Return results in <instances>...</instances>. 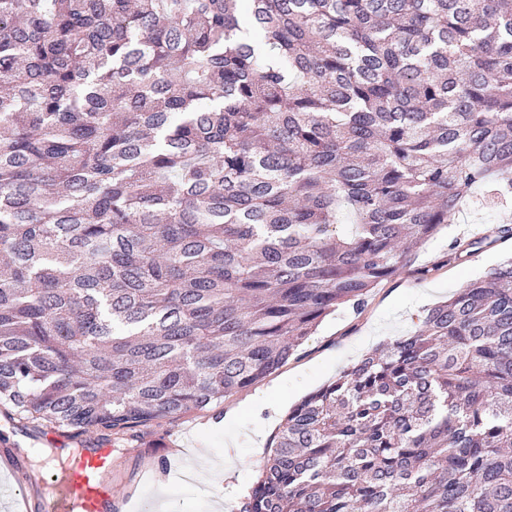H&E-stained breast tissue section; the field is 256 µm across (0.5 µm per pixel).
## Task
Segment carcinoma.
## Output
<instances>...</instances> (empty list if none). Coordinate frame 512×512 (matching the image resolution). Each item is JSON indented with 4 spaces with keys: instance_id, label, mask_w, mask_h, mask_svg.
<instances>
[{
    "instance_id": "obj_1",
    "label": "carcinoma",
    "mask_w": 512,
    "mask_h": 512,
    "mask_svg": "<svg viewBox=\"0 0 512 512\" xmlns=\"http://www.w3.org/2000/svg\"><path fill=\"white\" fill-rule=\"evenodd\" d=\"M488 183L512 0H0V406L115 436L206 410ZM271 448L245 512H512V260Z\"/></svg>"
}]
</instances>
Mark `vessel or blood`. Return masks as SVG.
I'll list each match as a JSON object with an SVG mask.
<instances>
[{
	"instance_id": "obj_1",
	"label": "vessel or blood",
	"mask_w": 512,
	"mask_h": 512,
	"mask_svg": "<svg viewBox=\"0 0 512 512\" xmlns=\"http://www.w3.org/2000/svg\"><path fill=\"white\" fill-rule=\"evenodd\" d=\"M50 479L53 494L42 502V512H111V448L89 449L68 466L51 471Z\"/></svg>"
}]
</instances>
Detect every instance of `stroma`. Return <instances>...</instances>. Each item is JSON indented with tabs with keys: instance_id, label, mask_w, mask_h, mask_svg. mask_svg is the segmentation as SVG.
<instances>
[{
	"instance_id": "stroma-1",
	"label": "stroma",
	"mask_w": 512,
	"mask_h": 512,
	"mask_svg": "<svg viewBox=\"0 0 512 512\" xmlns=\"http://www.w3.org/2000/svg\"><path fill=\"white\" fill-rule=\"evenodd\" d=\"M504 224L512 225V195L501 196L489 185L476 187L448 226L414 246L411 265L372 290L362 313L338 308L285 366L209 410L160 420L124 439L100 431L58 435L0 412V453L19 440L28 441L14 480L28 484L36 505L50 492L36 478L52 465L58 449L76 453L108 444L117 512H213L212 503L225 484L251 490L273 437L282 429L285 409L376 349L413 333L426 308L511 258L512 240L498 236ZM458 238L476 240L474 251L462 262L442 266L450 243ZM425 267L430 270L426 276L421 273ZM273 389L280 392V410L253 404V397ZM161 475L170 479L163 492L157 488Z\"/></svg>"
}]
</instances>
